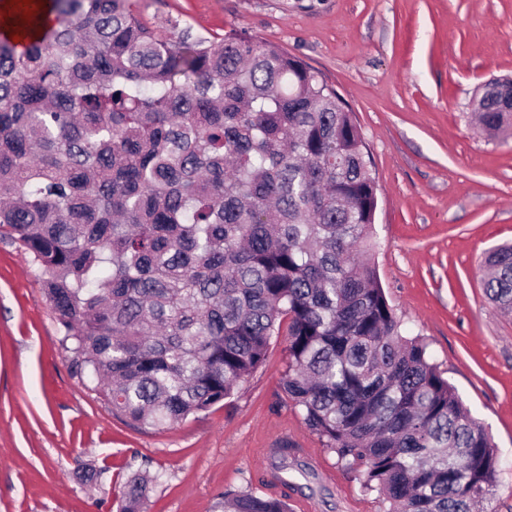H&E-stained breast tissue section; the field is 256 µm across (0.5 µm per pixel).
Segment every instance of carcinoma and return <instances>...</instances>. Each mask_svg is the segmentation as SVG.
<instances>
[{
    "instance_id": "carcinoma-1",
    "label": "carcinoma",
    "mask_w": 512,
    "mask_h": 512,
    "mask_svg": "<svg viewBox=\"0 0 512 512\" xmlns=\"http://www.w3.org/2000/svg\"><path fill=\"white\" fill-rule=\"evenodd\" d=\"M39 0L0 33V238L45 273L91 390L139 429L230 397L285 336L282 391L384 512H473L491 437L390 305L361 130L302 58L247 31L162 40L135 0ZM474 104L491 135L512 112ZM512 312V245L486 258ZM153 479L130 480L141 512ZM224 512L288 498L220 494Z\"/></svg>"
}]
</instances>
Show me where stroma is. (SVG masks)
<instances>
[{"mask_svg":"<svg viewBox=\"0 0 512 512\" xmlns=\"http://www.w3.org/2000/svg\"><path fill=\"white\" fill-rule=\"evenodd\" d=\"M145 23L245 30L320 71L353 111L378 184L372 260L397 316L488 431L503 462L489 512H512V314L482 286L486 252L512 243V135L472 115L512 78V0H138ZM44 274L0 239V512H120L131 476L145 512H212L219 493L287 495L292 512H383L301 423L282 391L285 342L231 398L161 431L115 417L62 342ZM295 444L316 474L265 482ZM154 480L146 475H137L127 485L120 512H141L148 499Z\"/></svg>","mask_w":512,"mask_h":512,"instance_id":"35a3bbf8","label":"stroma"}]
</instances>
